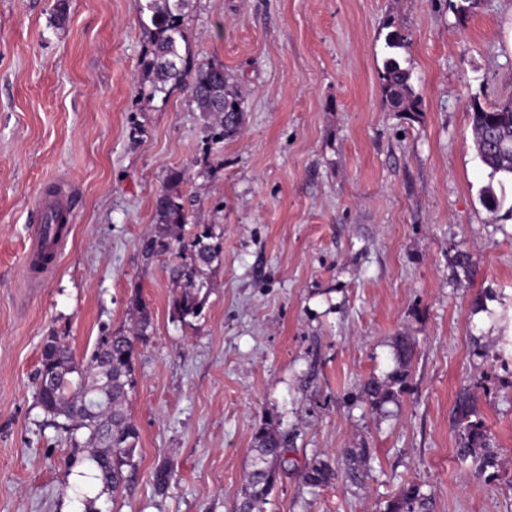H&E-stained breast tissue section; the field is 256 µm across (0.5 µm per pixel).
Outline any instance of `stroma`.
<instances>
[{
  "mask_svg": "<svg viewBox=\"0 0 512 512\" xmlns=\"http://www.w3.org/2000/svg\"><path fill=\"white\" fill-rule=\"evenodd\" d=\"M54 3L0 0V512H236L268 420L292 461L256 512H387L410 484L434 512H512V181L489 179L469 114L512 100V0H191L193 61L223 64L245 101L241 132L215 146L186 92L141 107L135 0H68L61 25ZM393 55L420 111L381 99ZM175 169L190 224L222 246L183 320L175 256L141 250ZM59 178L75 220L57 274L30 288L31 202ZM489 186L505 196L494 214ZM460 250L470 273L453 269ZM135 296L154 333L123 405L134 474L112 493L45 417L36 372L48 337L80 360L130 329ZM401 335L409 375L370 406L363 386L395 372ZM467 391L490 466L457 455ZM348 448L368 451L355 482ZM321 462L335 477L314 493L303 474Z\"/></svg>",
  "mask_w": 512,
  "mask_h": 512,
  "instance_id": "stroma-1",
  "label": "stroma"
}]
</instances>
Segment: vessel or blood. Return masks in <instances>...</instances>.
I'll list each match as a JSON object with an SVG mask.
<instances>
[{"mask_svg": "<svg viewBox=\"0 0 512 512\" xmlns=\"http://www.w3.org/2000/svg\"><path fill=\"white\" fill-rule=\"evenodd\" d=\"M32 207L42 217L29 239L25 263L29 279L42 282L53 277L58 269L59 253L66 240L56 231L58 225L71 224L72 195L64 181H57L55 189L41 188L33 198Z\"/></svg>", "mask_w": 512, "mask_h": 512, "instance_id": "vessel-or-blood-1", "label": "vessel or blood"}]
</instances>
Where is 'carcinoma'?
Segmentation results:
<instances>
[{"mask_svg": "<svg viewBox=\"0 0 512 512\" xmlns=\"http://www.w3.org/2000/svg\"><path fill=\"white\" fill-rule=\"evenodd\" d=\"M190 0H136L139 20L148 46L142 61L143 82L140 99L150 106L166 99L176 88L188 92L202 115L212 119L207 138L220 143L237 134L243 123L244 101L231 89L224 65L208 62L193 65L184 18ZM383 101L395 112H418L421 100L411 82V73L395 57L385 60L379 74ZM471 128L476 154L490 169L489 177L512 176V100L485 106L470 104ZM187 181L184 172L169 173L164 189L155 201L154 230L142 240L147 256L176 253L178 262L171 275L174 294L171 305L180 319L198 316L212 282L210 267L221 250L209 225H196L189 237L180 234L188 224V213L179 187ZM137 321L131 332L112 335L108 347L97 346L86 361L77 362L68 344L59 336L48 340L37 370L38 404L51 424L73 443L78 434L86 435L91 446L89 460L95 478L103 488L117 491L126 481L125 471L135 468L134 457L140 444L139 430L122 412V404L132 388L134 356L140 344L153 334V322L146 304L133 299ZM393 349L399 366L396 377L387 382L370 379L363 388L367 401L379 407L394 397L393 386L407 378L414 342L410 336H396ZM56 372L50 383L44 371ZM471 396L457 402V425L461 441L457 454L463 458L489 453L490 437L484 423L473 418ZM288 442L270 423L259 426L253 435L251 469L241 488L237 512H254L258 503L271 494L278 471L288 466ZM367 459L365 449H350L342 454V463L352 480L358 479ZM333 470L315 464L304 473L313 492L327 486ZM389 512H433L429 497L419 487L404 488L389 507Z\"/></svg>", "mask_w": 512, "mask_h": 512, "instance_id": "cac0c4a2", "label": "carcinoma"}]
</instances>
